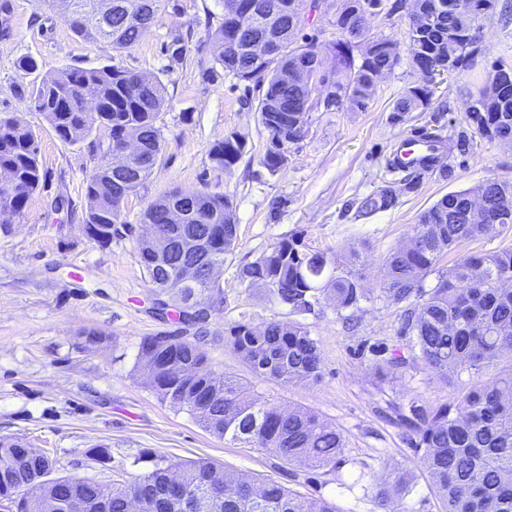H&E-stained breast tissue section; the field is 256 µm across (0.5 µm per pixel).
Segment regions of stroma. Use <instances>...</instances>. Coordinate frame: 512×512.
<instances>
[{
  "mask_svg": "<svg viewBox=\"0 0 512 512\" xmlns=\"http://www.w3.org/2000/svg\"><path fill=\"white\" fill-rule=\"evenodd\" d=\"M494 4L478 37L475 67L449 76L428 111L402 122L393 121L390 105L417 79L409 66L407 17L397 12L372 18V33L397 42L399 65L379 81L366 111L311 113L307 135L290 146L286 168L273 175L261 163L268 133L258 114L243 108L242 86L230 76L207 80L199 73L208 29L222 13L216 0H169L140 43L118 55L108 43L75 36L44 0H10L9 21L0 24V113L39 132L45 181L14 219L11 233H0V436H19L48 452L59 476L128 482L157 464L210 459L248 477L274 479L303 496L328 499L337 512H377L376 480L399 465L414 480L400 512H438L421 453L411 447L406 429L390 420L387 406L436 407L472 379L462 376L451 388L415 366L402 378L378 383V357L408 349L401 311L383 297L380 267L444 194L475 189L492 177L512 181V150L479 139L469 154L451 155L453 179L424 178L418 192L402 196L394 209L359 219L353 202L387 179L385 162L404 136L435 129L452 137L468 88L486 76L493 61L512 60V0ZM177 36L186 51L180 63L166 50ZM23 56L34 58L38 70L19 71L16 62ZM112 60L161 80L167 99L158 119L162 161L129 198L124 220L139 223L144 209L174 187L231 198L238 241L220 271L226 302L213 319L214 336L205 350L217 372L242 378L268 400L313 409L335 423L347 442L335 470L310 473L264 449L219 440L187 413L162 403L137 374L143 338L176 331L177 325L152 314L154 290L137 262L133 238L102 247L85 236L88 154L84 146L62 143L24 96L47 74ZM231 131L245 137L249 151L230 170H214L207 148ZM60 194L69 195L72 205L58 212L54 200ZM285 237L342 262L356 249L364 273L366 297L355 328H345L323 303L296 316L322 351L323 376L311 387L253 374L224 343V327L235 321L260 325L293 317L267 294L241 288L236 278L240 265ZM88 330L107 334L108 342L86 348ZM99 445L109 448L111 462L90 459L89 449Z\"/></svg>",
  "mask_w": 512,
  "mask_h": 512,
  "instance_id": "stroma-1",
  "label": "stroma"
}]
</instances>
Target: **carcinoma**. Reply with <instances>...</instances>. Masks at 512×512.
Returning <instances> with one entry per match:
<instances>
[{"label":"carcinoma","mask_w":512,"mask_h":512,"mask_svg":"<svg viewBox=\"0 0 512 512\" xmlns=\"http://www.w3.org/2000/svg\"><path fill=\"white\" fill-rule=\"evenodd\" d=\"M107 0H71L65 23L79 38L104 41L122 53L141 40L165 9L167 0H112L127 19L103 13ZM364 0H336L335 38L328 42L334 65L329 71L335 89L333 112H364L375 94L382 72L400 62L397 43L370 33L372 14L359 8ZM467 8L439 14L428 30L409 29L410 66L419 81L393 102V116L402 119L425 112L432 104L430 68L471 69L477 53V31L489 17V0H466ZM323 0H309L308 10L281 18L288 48V69L311 71L321 61L311 51L295 55L298 39L313 47L317 38L302 35ZM239 21L224 17L208 31L210 57L199 62L200 74L211 79L224 73L254 88L264 89L257 111L269 137L277 133L272 118L293 122L306 88L299 79H280L277 69L243 49L236 36ZM31 107L44 115L58 139L86 146L92 163L86 178L87 210L83 230L100 246L128 235L134 238L137 262L149 283L167 296L155 301L164 320L182 325L179 332H160L141 341L136 369L164 403L187 412L210 435L249 448H263L291 466L309 470L336 469L346 448L341 431L317 412L284 407L259 394L241 379L217 373L204 345L211 336L207 322L192 318L201 296L209 299L213 314L224 311V289L216 281L181 284L176 259L162 260L150 251L149 237L166 231L172 250L179 251L189 237L203 235L206 249L197 260L224 266L237 242L232 201L206 190L169 191L143 212L140 223L122 220L129 197L151 177L162 161L163 134L157 124L166 104V88L158 79L138 84L134 71L118 63L97 68H69L42 79L29 94ZM135 131L142 150L119 170L109 156L122 137ZM512 148V63L491 66L485 82L469 93L461 126L453 135L455 150L465 155L475 137ZM247 153V141L236 132L212 142L207 155L215 170L224 171ZM38 134L8 113L0 114V209L19 215L38 190L41 169ZM261 164L272 175L286 167L277 153L264 151ZM387 171L402 177L388 181L354 200L356 214L368 218L394 208L401 196L418 191L426 175L453 176L450 164L433 153L415 168L387 162ZM15 186V197L3 188ZM467 190L443 195L420 217L413 235L388 252L382 261V290L393 305L403 306L401 330L411 358L394 353L379 361V380L394 379L417 363L452 387L462 374L478 376L496 359L507 366L489 381H476L449 402L425 410L410 406V414L396 409V419L409 432L412 447L422 459L442 512H512V247L473 252L448 269L442 257L464 242L494 240L512 232L510 224H474ZM485 207L492 214L512 216V182L486 180ZM178 210L179 224L167 223V211ZM437 274V285L424 282ZM240 286L262 289L293 313H305L328 302L337 314L357 311L364 297L360 277L326 252H303L294 238L283 239L254 261L237 270ZM224 343L252 373L284 385L317 384L323 360L318 341L299 321L271 320L260 326L241 320L224 328ZM56 460L32 450L20 437H0V503L18 502L17 512H68L67 501L47 489L44 477L55 471ZM412 475L392 468L377 486L379 512H397L411 489ZM215 488L222 496L219 512H336L324 498L302 499L273 479L245 480L234 471L209 461L169 462L126 484L112 485L85 478L67 492L80 498L84 512H129L132 502L144 512H194L189 508L202 491Z\"/></svg>","instance_id":"obj_1"}]
</instances>
